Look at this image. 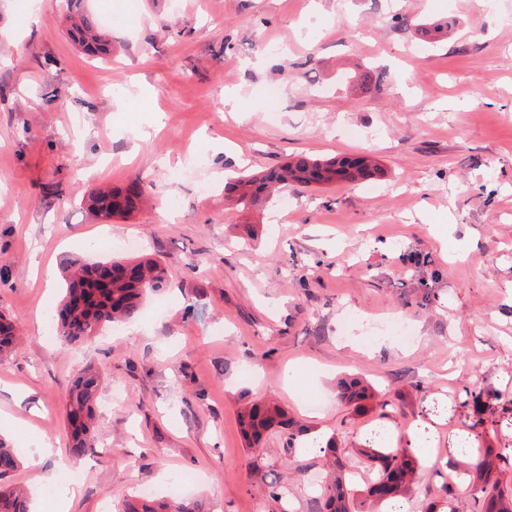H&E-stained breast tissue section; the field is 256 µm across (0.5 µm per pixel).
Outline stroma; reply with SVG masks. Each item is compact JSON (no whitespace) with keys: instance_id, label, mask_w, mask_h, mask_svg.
Returning <instances> with one entry per match:
<instances>
[{"instance_id":"1","label":"stroma","mask_w":512,"mask_h":512,"mask_svg":"<svg viewBox=\"0 0 512 512\" xmlns=\"http://www.w3.org/2000/svg\"><path fill=\"white\" fill-rule=\"evenodd\" d=\"M27 3L0 0V311L21 332L0 361V438L30 512H51L58 456L69 512L120 507L136 485L168 494L185 473L210 512H316L318 450L275 429L253 450L239 432L238 411L270 398L350 463L370 429L399 442L425 427L405 512L445 500L435 470L461 425L476 447L512 446V0H84L106 63L69 39L61 0L35 19ZM424 19L454 27L434 39ZM364 66L383 84L346 91ZM301 153H366L383 175L246 213L225 201V175ZM103 183L151 203L102 223L82 198ZM123 237L164 260L167 288L122 335L48 343L64 261L111 257ZM89 364L101 449L75 460L64 408ZM343 376L374 399L342 401Z\"/></svg>"}]
</instances>
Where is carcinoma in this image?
<instances>
[{"label":"carcinoma","instance_id":"obj_1","mask_svg":"<svg viewBox=\"0 0 512 512\" xmlns=\"http://www.w3.org/2000/svg\"><path fill=\"white\" fill-rule=\"evenodd\" d=\"M71 13L69 35L82 51L90 56L110 54V43L100 33L94 17L82 9V0H65ZM384 80V72L376 68H363L348 77L351 84L369 92ZM379 167L367 156L352 155L334 158H311L297 155L285 164L264 174L240 172L224 186L226 201L244 209L255 207L260 200L276 189L290 185H330L337 181L355 183L373 178ZM86 202L90 212L103 221L127 218L145 203L143 192L135 185L98 188L88 193ZM128 267L145 268L151 275L152 290L167 285V269L155 258H120L89 262L74 259L62 268L66 292L57 315V332L62 343L75 344L91 341L105 326L134 318L142 303L144 289L136 282L121 275ZM86 293L88 307L74 314L72 295L76 289ZM17 346L16 327L0 314V360L10 355ZM101 375L94 365L86 366L71 381L65 408L67 425L71 432L69 453L80 459L99 447L96 437L94 403L98 397ZM340 397L359 405L372 397L369 386L352 378L340 381ZM239 427L249 446L254 447L263 434L278 428L288 433V447H295L303 428L288 417L286 410L276 402L264 401L243 407L239 413ZM381 433L377 432L369 446L360 454L377 466L373 476L364 482V501L374 505L370 512H380L378 506L402 496L408 489L382 494L379 487L396 477L405 478L418 468V459L412 450L400 443L381 447ZM323 453L330 457L329 465L336 474L320 487L315 497L317 512H358L357 494L353 490L352 472L336 456L335 441L329 440ZM20 459L13 449L0 441V512H28V493L9 484L12 473L19 467ZM494 471L491 453L478 455L467 465L464 474L474 481L471 489L481 483L484 488L473 497L472 512H512V492L500 487L499 481H490ZM119 512H201L198 505L185 498L172 497L156 500L141 495L127 500Z\"/></svg>","mask_w":512,"mask_h":512}]
</instances>
